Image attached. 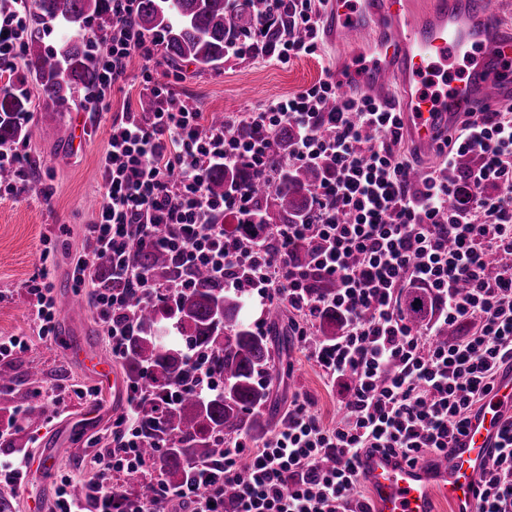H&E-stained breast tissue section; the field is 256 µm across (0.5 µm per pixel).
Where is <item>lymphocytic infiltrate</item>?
Here are the masks:
<instances>
[{
  "instance_id": "f902f5d3",
  "label": "lymphocytic infiltrate",
  "mask_w": 512,
  "mask_h": 512,
  "mask_svg": "<svg viewBox=\"0 0 512 512\" xmlns=\"http://www.w3.org/2000/svg\"><path fill=\"white\" fill-rule=\"evenodd\" d=\"M326 2L269 0L278 33L248 27L228 38L226 56L260 54L285 65L315 53ZM104 3L114 25L93 38L99 81L83 95L94 113L111 112L109 99L129 59H152L157 47L132 25L135 0ZM31 11L32 0L0 7V61L21 62ZM142 78L156 107L111 113L100 159L105 196L96 220L84 228L86 247L111 256L114 286L97 288L96 274L83 263L72 272L76 290L87 292L107 326L113 358H123L128 336L138 329L131 293L173 296L202 268L262 309L287 304L292 335L325 381L344 387L345 397L329 425L310 394L294 393L286 423L258 449L237 439L227 443L223 461L202 467L186 484L172 487L157 478L142 494L125 482L156 465L141 452L140 396L129 392L125 411L112 422L111 445L90 455L91 471L58 477L57 512H154L159 500L182 512H371L359 491L360 455L380 450L414 465L447 451L480 413L500 371L512 370V108L467 113L455 138L440 145L439 167L416 184L392 103L338 98L331 77L205 134L196 107L151 71ZM283 123L296 130L284 158L272 136ZM217 164L245 165L269 184L288 167L321 170L308 219L270 225L260 236L240 234L255 199L246 186L210 196L206 178ZM137 246L166 252L174 278L159 282L138 266ZM245 252L255 262L240 276L235 269ZM316 277L335 280V292L313 294ZM408 288L427 292L435 304L418 328L401 307ZM27 293L39 338H52L57 310L48 269ZM329 309L340 314L343 331L326 344L316 340L315 329ZM460 322L469 327L466 336L440 341L444 328ZM186 352L193 375L169 391L161 408L223 386L206 357L191 346ZM501 439L480 475V512H512V414ZM76 481L87 486L86 497L71 494ZM228 485L234 489L229 499Z\"/></svg>"
}]
</instances>
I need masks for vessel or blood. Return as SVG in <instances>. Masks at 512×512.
<instances>
[{"mask_svg":"<svg viewBox=\"0 0 512 512\" xmlns=\"http://www.w3.org/2000/svg\"><path fill=\"white\" fill-rule=\"evenodd\" d=\"M320 27L330 43L341 45L363 34L364 55L371 61L360 74H348L341 95L394 98L412 147L433 153L454 135L468 112L512 107V31L504 28L485 0H431L412 12L407 0H330ZM469 68L452 83L435 76L449 59ZM70 355L89 372L111 378L123 393L126 378L85 347ZM512 413V372L499 376L484 407L455 448L431 455L428 462L406 465L376 452L360 460V479L370 491L372 512H433L435 499L455 512H479V476L497 451L507 413Z\"/></svg>","mask_w":512,"mask_h":512,"instance_id":"obj_1","label":"vessel or blood"}]
</instances>
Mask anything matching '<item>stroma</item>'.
<instances>
[{
	"mask_svg": "<svg viewBox=\"0 0 512 512\" xmlns=\"http://www.w3.org/2000/svg\"><path fill=\"white\" fill-rule=\"evenodd\" d=\"M336 49L320 45L316 54L293 59L282 66L264 56L229 58L216 68L200 69L190 62L174 66L164 55L155 64L140 56L131 59L120 90L112 94L110 111L91 116L80 100L70 101L62 110L44 112L32 109L26 117L29 136L22 141L28 156V173L44 187L43 193L25 194L18 190L0 192V336L27 337L30 348L18 357L17 370L37 367L45 375L46 388L59 384L95 388L100 392L98 417L88 422L84 414L88 402L70 397L66 409L30 430L27 451L39 457L43 451L64 446L55 472L63 474L85 466L89 440L109 437L112 421L122 413L124 399L112 396L111 389L97 376L67 358L62 344L76 342L103 359L111 350L94 315L71 316L68 302L85 301L76 292L71 278L72 260L84 249L83 229L92 223L105 193L100 158L108 146L113 113L138 110L142 96V72L152 69L155 79L165 81L176 74L173 92L189 100L203 116L220 112L232 115L264 108L271 100L302 91L325 73L336 70ZM84 122V132L68 137L72 120ZM48 266L53 295L59 311L57 340L39 339L35 312L26 285ZM287 322L267 325L266 336L274 346V367L265 380L268 404L287 414L288 401L295 391L310 393L327 421H335L343 390L329 386L319 368L296 340L287 339Z\"/></svg>",
	"mask_w": 512,
	"mask_h": 512,
	"instance_id": "obj_1",
	"label": "stroma"
}]
</instances>
